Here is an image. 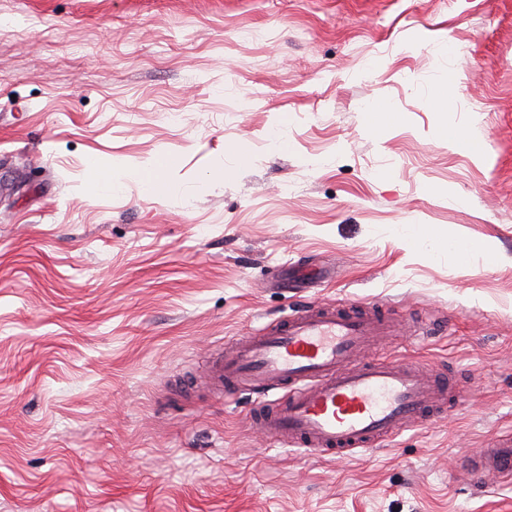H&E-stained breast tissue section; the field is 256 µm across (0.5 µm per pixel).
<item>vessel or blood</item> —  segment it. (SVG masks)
<instances>
[{
	"instance_id": "1",
	"label": "vessel or blood",
	"mask_w": 512,
	"mask_h": 512,
	"mask_svg": "<svg viewBox=\"0 0 512 512\" xmlns=\"http://www.w3.org/2000/svg\"><path fill=\"white\" fill-rule=\"evenodd\" d=\"M374 306H309L240 337L213 360V390L250 397V427L264 438L319 455L370 451L447 412L457 383L403 358L368 353L394 335ZM481 476L512 477V436L470 463Z\"/></svg>"
}]
</instances>
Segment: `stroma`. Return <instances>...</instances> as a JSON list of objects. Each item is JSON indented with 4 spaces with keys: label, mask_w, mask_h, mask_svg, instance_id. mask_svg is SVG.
<instances>
[{
    "label": "stroma",
    "mask_w": 512,
    "mask_h": 512,
    "mask_svg": "<svg viewBox=\"0 0 512 512\" xmlns=\"http://www.w3.org/2000/svg\"><path fill=\"white\" fill-rule=\"evenodd\" d=\"M311 304L459 398L374 452L264 439L210 358ZM508 429L512 0H0V512H512L464 468Z\"/></svg>",
    "instance_id": "stroma-1"
}]
</instances>
